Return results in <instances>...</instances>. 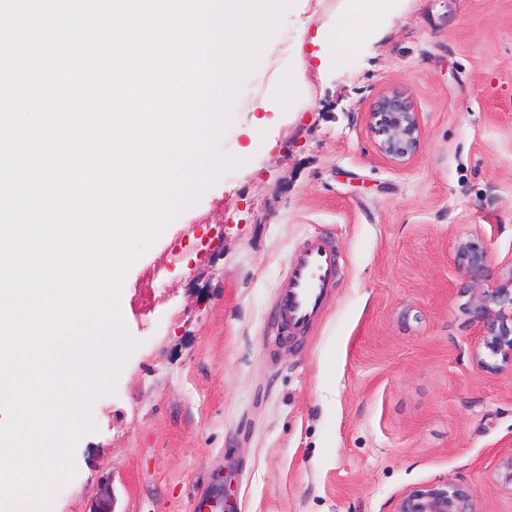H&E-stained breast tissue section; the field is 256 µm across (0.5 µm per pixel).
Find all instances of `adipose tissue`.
Instances as JSON below:
<instances>
[{
	"label": "adipose tissue",
	"instance_id": "1",
	"mask_svg": "<svg viewBox=\"0 0 512 512\" xmlns=\"http://www.w3.org/2000/svg\"><path fill=\"white\" fill-rule=\"evenodd\" d=\"M350 10L336 22L334 29L321 33V63L341 65L355 49L359 39L385 8V0H350Z\"/></svg>",
	"mask_w": 512,
	"mask_h": 512
}]
</instances>
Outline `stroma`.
I'll return each mask as SVG.
<instances>
[{
  "instance_id": "1",
  "label": "stroma",
  "mask_w": 512,
  "mask_h": 512,
  "mask_svg": "<svg viewBox=\"0 0 512 512\" xmlns=\"http://www.w3.org/2000/svg\"><path fill=\"white\" fill-rule=\"evenodd\" d=\"M347 0L284 12L242 80L222 172L128 270L136 346L51 512H393L413 488L512 512V374L478 371L459 240L512 261V0H387L342 67H299ZM298 97L284 102L288 83ZM407 97L412 159L380 155L379 99ZM262 129L246 136L252 115ZM317 232L344 266L324 311L275 344L289 256Z\"/></svg>"
}]
</instances>
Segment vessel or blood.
<instances>
[{"instance_id":"1","label":"vessel or blood","mask_w":512,"mask_h":512,"mask_svg":"<svg viewBox=\"0 0 512 512\" xmlns=\"http://www.w3.org/2000/svg\"><path fill=\"white\" fill-rule=\"evenodd\" d=\"M339 270V251L331 236L312 235L288 263V283L279 295L277 318L291 334L309 327L325 307Z\"/></svg>"}]
</instances>
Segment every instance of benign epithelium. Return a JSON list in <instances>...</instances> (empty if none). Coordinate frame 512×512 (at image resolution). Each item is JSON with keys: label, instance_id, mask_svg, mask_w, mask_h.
I'll list each match as a JSON object with an SVG mask.
<instances>
[{"label": "benign epithelium", "instance_id": "obj_1", "mask_svg": "<svg viewBox=\"0 0 512 512\" xmlns=\"http://www.w3.org/2000/svg\"><path fill=\"white\" fill-rule=\"evenodd\" d=\"M370 128L380 153L394 161L402 162L418 150L419 117L409 100L399 93L380 99L371 113ZM456 261L463 273L459 293L468 297L466 307L478 326L479 337L472 348V359L486 373H512V269L507 277L490 281V253L471 239L457 243ZM394 512L473 510L466 490L435 482L403 494Z\"/></svg>", "mask_w": 512, "mask_h": 512}]
</instances>
